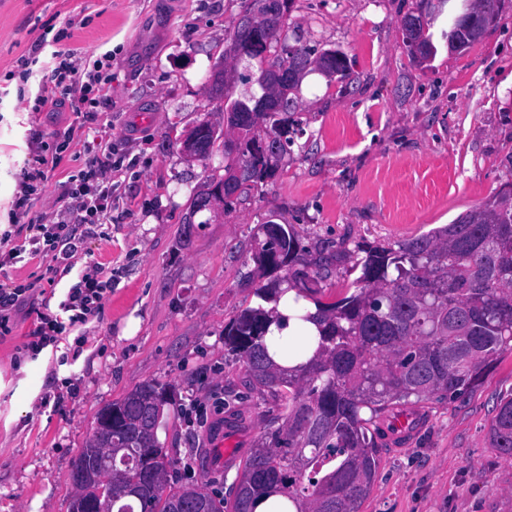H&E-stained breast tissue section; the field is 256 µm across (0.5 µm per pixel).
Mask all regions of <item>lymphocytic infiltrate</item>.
I'll list each match as a JSON object with an SVG mask.
<instances>
[{
    "mask_svg": "<svg viewBox=\"0 0 512 512\" xmlns=\"http://www.w3.org/2000/svg\"><path fill=\"white\" fill-rule=\"evenodd\" d=\"M45 39H38L31 55H44L52 77L37 84L39 107L74 103L84 108L96 107L112 88V55L86 56L76 48L46 51ZM67 142H36L28 166L22 173L19 191L13 202L11 219L25 228V235L4 232L0 235V335H7L15 313L30 303L36 292L34 284H18L6 279L7 267L27 258L46 261L50 272L66 276L76 274L57 311L40 314L27 345L40 351L57 342L68 328L86 324L100 310L112 292V276L96 263L77 266L80 256L88 255V241L97 236L103 225L112 221V195L117 187L112 182L110 153L93 155L64 183L67 206L57 212L55 220L33 221L28 217L29 203L36 195L38 181L60 165Z\"/></svg>",
    "mask_w": 512,
    "mask_h": 512,
    "instance_id": "1",
    "label": "lymphocytic infiltrate"
}]
</instances>
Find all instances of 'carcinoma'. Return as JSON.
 Instances as JSON below:
<instances>
[{
    "label": "carcinoma",
    "mask_w": 512,
    "mask_h": 512,
    "mask_svg": "<svg viewBox=\"0 0 512 512\" xmlns=\"http://www.w3.org/2000/svg\"><path fill=\"white\" fill-rule=\"evenodd\" d=\"M293 0H253L251 10L263 19L259 34L238 24L232 43L239 56L257 61L243 80L258 91L240 99L229 95L226 70L212 74V91L224 100V122L235 132L224 139V178L211 181L193 199L188 223L214 209L249 182L275 177L276 163H258L255 146L263 141L287 151L288 119L308 70L345 79L350 71L346 55H319L282 38L284 21ZM479 0L457 14L443 36L448 49L458 51L485 31L475 17ZM412 27H402L403 44L422 64L435 55L428 24L410 15ZM294 73L279 81L276 71ZM209 120L190 130L191 156L206 160L218 140ZM264 239L255 262L273 276L257 289L265 303L245 309L224 327V346L243 359L253 384L276 391L286 410L281 427L250 450L230 512H255L259 500L278 494L295 512H359L377 469L376 440L414 427L410 407L434 396L451 397L468 389L486 363L512 346V191L501 192L450 224L394 244L357 247L362 256L354 269L360 274L353 292L333 303L317 294V277L295 268L299 246L289 232L262 226ZM286 271V276L278 275ZM296 291L315 312L299 316L318 330L314 350L306 360L284 366L270 355L278 346L269 335L271 324L286 326L277 311L284 289ZM171 385L149 382L112 406V447L119 452L105 460V446L92 435L75 464L89 459L107 468L100 484L112 497V512H173L174 503L197 507L203 493L209 512H225L224 498L203 485L172 486V461L158 438L164 410L172 401ZM406 418V428L396 425ZM491 447L512 459V397L500 400L489 429ZM157 475V484L134 497L125 493Z\"/></svg>",
    "instance_id": "obj_1"
}]
</instances>
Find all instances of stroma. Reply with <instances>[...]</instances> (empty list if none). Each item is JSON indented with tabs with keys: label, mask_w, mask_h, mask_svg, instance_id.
<instances>
[{
	"label": "stroma",
	"mask_w": 512,
	"mask_h": 512,
	"mask_svg": "<svg viewBox=\"0 0 512 512\" xmlns=\"http://www.w3.org/2000/svg\"><path fill=\"white\" fill-rule=\"evenodd\" d=\"M250 2L0 0V218L37 138L74 133L30 217L49 213L98 131L109 132L120 185L106 237L91 243L112 274L97 317L26 353L45 310L37 301L0 337V512H70L73 465L98 412L152 381L177 393L158 430L174 478L232 500L242 464L221 462L216 448L255 447L283 413L224 347L225 325L257 306L265 283L253 261L263 224L287 225L332 303L358 275V245L422 235L512 189V0L460 52L442 37L449 16L434 14L435 0H294L288 43L346 54L350 77L306 72L275 177L239 190L211 223H187L193 197L223 175L224 154L187 158L180 137L204 119L223 125L209 76L219 62L244 70L230 36ZM410 15L430 19L438 48L421 66L402 43ZM72 16L86 23L69 46L113 56L110 95L90 110L36 111L43 72L36 64L22 77L17 60ZM510 394L506 348L466 391L416 405L410 438L377 449L360 512H512V459L488 439Z\"/></svg>",
	"instance_id": "obj_1"
}]
</instances>
